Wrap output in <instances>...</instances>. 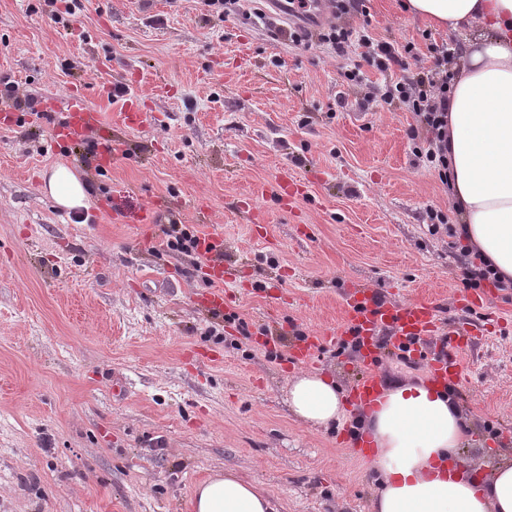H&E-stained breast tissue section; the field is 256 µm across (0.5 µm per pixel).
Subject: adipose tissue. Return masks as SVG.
Segmentation results:
<instances>
[{
	"instance_id": "ef3b65f1",
	"label": "adipose tissue",
	"mask_w": 512,
	"mask_h": 512,
	"mask_svg": "<svg viewBox=\"0 0 512 512\" xmlns=\"http://www.w3.org/2000/svg\"><path fill=\"white\" fill-rule=\"evenodd\" d=\"M404 7L462 39L448 92L450 202L478 261L512 281V0H405ZM45 189L61 209L86 205L85 186L67 167L53 168ZM288 405L315 428L348 415L335 379L319 371L289 377ZM363 424L380 483L373 512H512V457L486 474L458 465L471 424L445 390L394 385ZM191 503L194 512H279L266 490L232 469L198 483Z\"/></svg>"
}]
</instances>
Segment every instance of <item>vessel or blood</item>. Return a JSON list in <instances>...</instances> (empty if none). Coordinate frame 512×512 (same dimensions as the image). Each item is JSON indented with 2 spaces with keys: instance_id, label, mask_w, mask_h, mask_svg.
Listing matches in <instances>:
<instances>
[{
  "instance_id": "b4317fda",
  "label": "vessel or blood",
  "mask_w": 512,
  "mask_h": 512,
  "mask_svg": "<svg viewBox=\"0 0 512 512\" xmlns=\"http://www.w3.org/2000/svg\"><path fill=\"white\" fill-rule=\"evenodd\" d=\"M329 19L328 0H311L306 13L295 21L305 28L324 26ZM109 100L119 112L123 126L145 128L153 124V113L144 111L139 96L128 91H116ZM69 114L67 124L58 134V141L85 138L102 127V113L88 107L82 94L66 99ZM344 321L348 333L360 337L365 369L352 386L350 396L355 405L366 407L381 394L382 378L376 370L381 358L380 339H387L394 349L411 360H422L430 378L442 387L454 390L462 382L460 350L479 340L483 326L477 322H461L442 329L434 303L419 301L408 305L379 300L367 288L353 289L346 300ZM334 332H321L303 345L293 348L290 358L298 366L309 365L318 346L334 341Z\"/></svg>"
}]
</instances>
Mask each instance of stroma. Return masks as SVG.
Returning <instances> with one entry per match:
<instances>
[{
  "label": "stroma",
  "instance_id": "stroma-1",
  "mask_svg": "<svg viewBox=\"0 0 512 512\" xmlns=\"http://www.w3.org/2000/svg\"><path fill=\"white\" fill-rule=\"evenodd\" d=\"M65 5L0 0V74L49 109H14L0 85V512H193L194 486L227 468L283 512H372L376 476L353 439L363 409L323 430L288 408L303 335L337 330L310 368L348 389L360 354L340 329L358 285L486 324L453 393L472 424L460 454L511 456L498 434L512 431V299L485 282L483 307L465 310V246L428 231L427 210L453 209L417 163L411 112L365 109L344 77L365 47L336 57L275 38L257 17L265 0L223 21L202 0H86L76 18ZM368 7L374 39L414 47L390 74L364 65L368 81L432 69L430 44L459 42L400 0ZM118 84L154 127L57 143L59 100L81 90L108 113ZM57 164L80 175L87 207L64 215L44 193ZM281 168L292 204L254 197ZM151 206L220 240L223 314L197 310L214 282L167 248L159 222L144 227ZM203 352L213 361L195 362Z\"/></svg>",
  "mask_w": 512,
  "mask_h": 512
}]
</instances>
